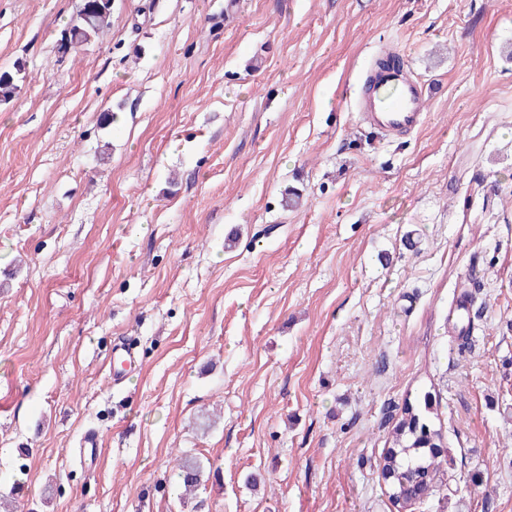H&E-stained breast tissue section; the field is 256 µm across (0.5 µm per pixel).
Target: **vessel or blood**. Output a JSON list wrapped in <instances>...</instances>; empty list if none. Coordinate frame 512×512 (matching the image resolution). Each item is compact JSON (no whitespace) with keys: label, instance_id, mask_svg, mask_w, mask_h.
<instances>
[{"label":"vessel or blood","instance_id":"obj_1","mask_svg":"<svg viewBox=\"0 0 512 512\" xmlns=\"http://www.w3.org/2000/svg\"><path fill=\"white\" fill-rule=\"evenodd\" d=\"M365 86L355 103L365 124L387 137L410 133L422 125L426 89L412 78L408 67L374 64L365 74ZM112 359L109 379L118 385L135 367L137 351L133 344L121 343L115 345Z\"/></svg>","mask_w":512,"mask_h":512}]
</instances>
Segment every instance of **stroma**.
Masks as SVG:
<instances>
[{"label":"stroma","mask_w":512,"mask_h":512,"mask_svg":"<svg viewBox=\"0 0 512 512\" xmlns=\"http://www.w3.org/2000/svg\"><path fill=\"white\" fill-rule=\"evenodd\" d=\"M79 5L0 0L7 507L396 512L427 393L448 457L411 512H512V0H112L66 49ZM382 49L427 89L401 137L353 109ZM112 0H81L76 16L71 20L64 46L75 47L103 35L110 28ZM113 363L109 370V380L112 385H119L125 381L128 370L137 363V351L134 344L121 343L115 345L112 353ZM431 398L425 393L405 401L402 416L384 456L389 498L398 512L432 494L443 453L442 433L433 425ZM441 448V452L437 450ZM178 469L177 482L183 487L184 495H192L202 480L203 467L193 459L181 458L176 464Z\"/></svg>","instance_id":"1"}]
</instances>
